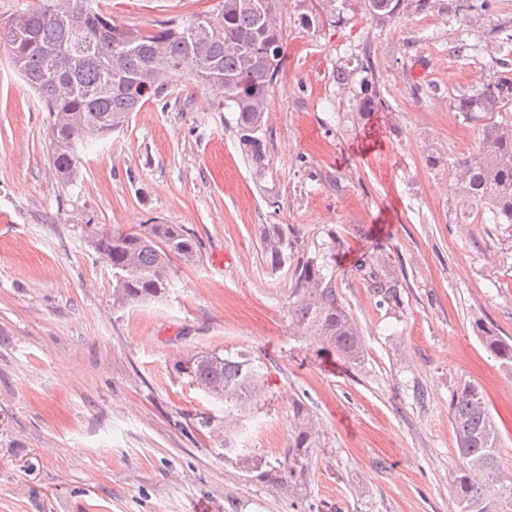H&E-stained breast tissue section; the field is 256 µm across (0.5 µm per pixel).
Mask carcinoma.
Segmentation results:
<instances>
[{
  "label": "carcinoma",
  "instance_id": "carcinoma-1",
  "mask_svg": "<svg viewBox=\"0 0 512 512\" xmlns=\"http://www.w3.org/2000/svg\"><path fill=\"white\" fill-rule=\"evenodd\" d=\"M94 0H43L6 21L11 63L39 95L53 121L49 141L58 177L70 181L77 173V147L106 138L128 123L131 113L151 99L166 97L170 79L187 71L196 84L224 98L237 112L236 128L247 161L261 175L271 164L262 136L271 91L286 58L278 17V0H222L210 16L209 33L192 34L193 19L170 20L153 31L117 25L97 12ZM359 7L374 18L392 17L407 8V0H315L301 21L322 29L336 23L346 9ZM83 11L81 38L90 52L77 63L50 56L71 41L67 15ZM462 27L481 19L471 6L448 7ZM512 108V78L498 76L459 102L462 112H507ZM462 195L512 223V120L491 121L483 130L481 151L455 160L448 168ZM260 240L274 268L288 263L294 241L286 224H266ZM91 246L112 269L113 303L146 301L170 286L171 262H197L198 238L181 224H140L133 229H103ZM356 270L382 301L400 303L394 270L378 269L366 258ZM295 323L319 342L354 363L363 352L356 321L336 292L335 282L323 273L317 259L308 258L295 269ZM484 347L504 366L512 364V344L487 327L478 326ZM262 364L243 352L204 353L177 365V370L206 393L224 401V428L237 423L236 413L253 405L264 387ZM293 434L288 460L273 465L249 460L247 468L262 481L296 488L306 476L309 457L318 447V431L308 405L292 407ZM456 445L465 466L454 480L455 512H512V473L498 461L502 437L482 388L459 385L450 401Z\"/></svg>",
  "mask_w": 512,
  "mask_h": 512
}]
</instances>
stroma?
<instances>
[{
	"instance_id": "obj_1",
	"label": "stroma",
	"mask_w": 512,
	"mask_h": 512,
	"mask_svg": "<svg viewBox=\"0 0 512 512\" xmlns=\"http://www.w3.org/2000/svg\"><path fill=\"white\" fill-rule=\"evenodd\" d=\"M221 0H98L144 31L217 13ZM308 0H281L286 60L264 117L272 165L249 166L235 112L174 76L124 130L80 149L75 179L54 170L52 117L0 41V512H452L464 461L449 411L480 385L512 472V369L483 346L512 343V224H496L448 178L476 153L482 112H458L491 71L512 72V0H489L479 26L411 9L344 12L314 31ZM369 58L386 108L360 109ZM354 69L348 90L338 68ZM440 156L428 166L427 152ZM181 224L202 243L172 263L159 298L116 306L112 271L85 227ZM296 234L272 269L263 225ZM318 257L361 332L357 363L292 320L293 271ZM395 269L400 304L381 302L357 259ZM265 364L264 394L224 456V405L177 371L205 352ZM321 435L295 492L257 480L245 460L284 458L292 405ZM478 333L484 347L495 357L501 361L503 366H511L512 363V344L487 327L478 326Z\"/></svg>"
}]
</instances>
